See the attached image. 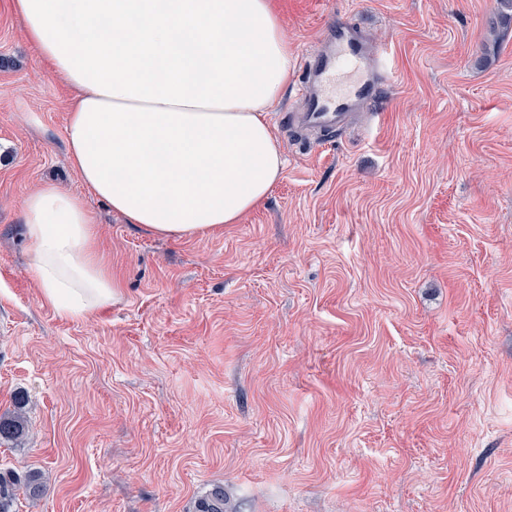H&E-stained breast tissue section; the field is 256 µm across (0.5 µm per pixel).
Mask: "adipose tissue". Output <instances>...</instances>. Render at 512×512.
<instances>
[{"instance_id": "adipose-tissue-1", "label": "adipose tissue", "mask_w": 512, "mask_h": 512, "mask_svg": "<svg viewBox=\"0 0 512 512\" xmlns=\"http://www.w3.org/2000/svg\"><path fill=\"white\" fill-rule=\"evenodd\" d=\"M26 39L73 91L68 157L85 187L147 234L239 223L284 171L267 114L292 56L271 0H12ZM28 269L64 317L111 305L84 199L43 182L21 204Z\"/></svg>"}]
</instances>
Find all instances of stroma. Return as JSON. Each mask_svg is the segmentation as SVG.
Returning a JSON list of instances; mask_svg holds the SVG:
<instances>
[{"mask_svg":"<svg viewBox=\"0 0 512 512\" xmlns=\"http://www.w3.org/2000/svg\"><path fill=\"white\" fill-rule=\"evenodd\" d=\"M293 60L362 21L396 80L351 129L303 144L267 118L281 180L195 239L96 197L122 282L66 318L30 274L21 203L84 193L71 90L0 0V472L12 512H512V14L499 0H273ZM197 512H237L231 505L224 489L215 487L206 497L202 498L197 506Z\"/></svg>","mask_w":512,"mask_h":512,"instance_id":"1","label":"stroma"}]
</instances>
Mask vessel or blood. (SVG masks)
<instances>
[{"label":"vessel or blood","instance_id":"vessel-or-blood-1","mask_svg":"<svg viewBox=\"0 0 512 512\" xmlns=\"http://www.w3.org/2000/svg\"><path fill=\"white\" fill-rule=\"evenodd\" d=\"M393 78L387 48L374 46L361 24L328 21L299 71L304 94L287 113V123L309 133L343 130Z\"/></svg>","mask_w":512,"mask_h":512}]
</instances>
